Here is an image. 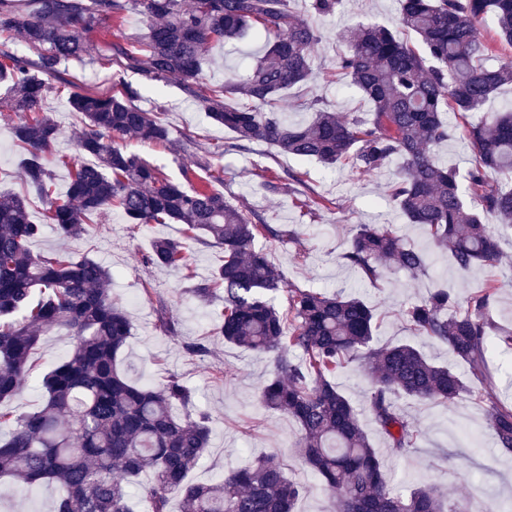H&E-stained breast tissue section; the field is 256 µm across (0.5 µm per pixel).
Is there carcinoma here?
Here are the masks:
<instances>
[{
    "instance_id": "1",
    "label": "carcinoma",
    "mask_w": 512,
    "mask_h": 512,
    "mask_svg": "<svg viewBox=\"0 0 512 512\" xmlns=\"http://www.w3.org/2000/svg\"><path fill=\"white\" fill-rule=\"evenodd\" d=\"M343 2L309 0L308 10L331 17ZM400 2L398 24L417 36L418 45L377 23L338 34L347 51L336 58V74L372 104L368 121L331 112L319 98L309 103L310 122L286 119L281 96L313 76L315 46L322 41L320 30L292 10V0H138L146 31L107 50L121 69L155 80L177 76L195 95L215 44L263 31L270 39L246 75L226 76L223 85L197 94L211 122L237 142H262L276 155L348 166L359 177L401 160L391 198L407 223L420 225L460 271L497 266L503 255L484 215L512 228V190L504 188L512 180V110L456 127L448 126L445 112L465 119L512 86V59L493 63L481 33L489 21L500 41L512 45V0ZM126 10L127 0H0V34L38 51L35 61L1 54L0 83L13 111L26 114L12 135L27 151L25 182L47 204V223L62 237L76 238L93 216L116 207L135 227L184 225L183 238L154 240L143 256L151 266L188 268L192 241L224 249V264L190 292L207 301L224 291L218 337L272 358L273 376L260 399L299 424L300 457L337 498L340 512H473L469 502L451 501L431 485L407 495L391 488L357 409L333 377L356 360L371 370L372 418L389 450L403 453L418 430L401 413L399 399L450 406L479 392L491 345L512 352V329L489 314L497 284L474 292L465 309L442 287L401 309L415 334L447 345L466 365L468 383L409 342L372 345L375 314L363 300L290 288L255 248L259 238L291 239L297 230L255 224L224 194L207 186L186 189L118 143L127 134L169 141L159 113L136 106L138 90L122 80L106 92L69 98L87 118L88 130L76 141L79 160L72 163L66 197H52L53 174L43 160L59 129L42 107L47 78L61 62L88 53L84 33L121 19ZM457 135L474 149L464 175L436 154ZM41 230L30 220L26 199L0 197V404L21 394L43 332L56 327L71 343L42 378L39 410L0 411V428H10L0 438V481L17 491L55 485V512H132V486L150 512H169L174 496L183 512H295L300 488L274 455L210 484L189 480L210 447V416L188 410L193 392L175 374L157 386L128 379L119 358L131 323L105 288L109 270L86 254L33 253L29 243ZM344 259L368 279L378 276L383 262L414 276L428 267V253L386 224L356 225ZM284 289L285 309L274 303ZM178 406L185 409L181 415ZM486 421L496 446L512 453V402L488 405ZM144 474L151 479H141Z\"/></svg>"
}]
</instances>
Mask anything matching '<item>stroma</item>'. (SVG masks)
I'll list each match as a JSON object with an SVG mask.
<instances>
[{"mask_svg":"<svg viewBox=\"0 0 512 512\" xmlns=\"http://www.w3.org/2000/svg\"><path fill=\"white\" fill-rule=\"evenodd\" d=\"M398 6L399 0H345L337 17L310 16L324 39L316 48L313 79L292 88L283 98V111L289 121H309L306 104L314 97L343 115L370 112V103L356 88L332 76L341 48L336 34L360 23H394ZM144 30L138 6L129 5L121 22L87 33L86 39L93 46L88 55L63 63L59 77L50 78L44 110L57 124L59 137L46 163L54 174L57 196L67 193L69 168L65 160L75 157V139L86 123L83 114L71 109L70 96L108 90L121 78L138 89V107L149 112L164 109L170 138L169 144L156 145L128 135L122 140L124 148L184 187L206 184L219 190L230 203L244 206L251 218L261 223L297 227L298 241L261 239L257 245L267 252L289 287L325 292L342 289L372 306L377 316L376 345L408 340L435 363L466 374V367L455 361L446 345L415 335L399 314L405 304L425 298L438 281L454 288L463 305L472 289L492 280L504 282L490 314L499 324L512 327L511 229L498 231L506 257L502 265L462 273L446 255L432 252L425 275L415 277L386 265L376 281L364 280L343 258L354 225L393 224L409 243L425 249L430 246L424 231L407 224L390 198L397 163L358 179L346 167L328 168L312 160L272 155L259 142L243 150L232 148V133L207 118L196 97L178 78L153 80L140 72H123L97 52L100 46ZM263 45L259 37L214 48L204 64L205 83H223L226 74L260 55ZM21 118V113L0 104V193L28 198L30 218L42 227L41 234L30 243L33 253H85L109 268L112 297L132 321L122 355L129 378L137 383H158L168 374H177L192 389L195 407L209 414L212 446L202 464L190 474V481H213L229 469L274 454L284 462L289 479L301 489L297 512H330L328 491L299 457L297 423L260 403L259 391L273 370L271 358L218 341L211 342L206 356L185 354L186 343L212 334L223 298L217 294L209 301H199L190 293L193 279L142 261L154 239L182 238L181 225L149 224L134 230L120 211L112 208L94 218L87 235L75 239L59 236L52 225L45 223L44 204L23 180L20 164L25 153L11 136L12 126ZM291 174L299 178L292 191L271 193L265 189L267 179L284 180ZM163 315L172 324L167 333L158 328ZM66 349L58 330L41 336L32 354L34 369L27 386L8 404L13 413H31L41 407L43 391L39 382ZM489 371L491 381L478 398H466L451 406L399 400L401 412L419 428L420 435L414 448L398 456L390 455L386 437L369 411L371 376L367 369L360 363H349L336 374L335 382L360 411L363 427L383 459L395 491L406 494L429 484L451 500L464 499L476 507L493 503L507 508L512 506V454L495 445L486 425V408L490 401L507 395V384L512 381V354L492 351Z\"/></svg>","mask_w":512,"mask_h":512,"instance_id":"obj_1","label":"stroma"}]
</instances>
